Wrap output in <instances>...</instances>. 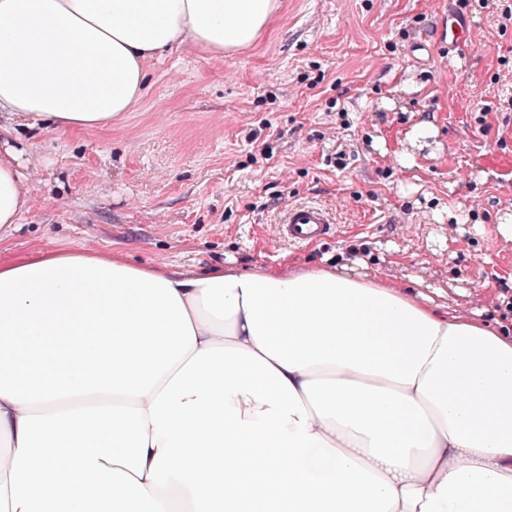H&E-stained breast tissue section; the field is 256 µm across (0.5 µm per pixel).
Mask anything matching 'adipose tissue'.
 Segmentation results:
<instances>
[{"label":"adipose tissue","mask_w":512,"mask_h":512,"mask_svg":"<svg viewBox=\"0 0 512 512\" xmlns=\"http://www.w3.org/2000/svg\"><path fill=\"white\" fill-rule=\"evenodd\" d=\"M280 0H0V116L111 127ZM0 153V227L27 204ZM0 512H512V338L380 280L0 257Z\"/></svg>","instance_id":"ef3b65f1"}]
</instances>
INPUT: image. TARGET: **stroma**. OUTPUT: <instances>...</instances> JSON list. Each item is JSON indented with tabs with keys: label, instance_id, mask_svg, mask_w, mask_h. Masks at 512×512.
<instances>
[{
	"label": "stroma",
	"instance_id": "1",
	"mask_svg": "<svg viewBox=\"0 0 512 512\" xmlns=\"http://www.w3.org/2000/svg\"><path fill=\"white\" fill-rule=\"evenodd\" d=\"M499 0L466 13L449 52L448 0H281L249 49L184 44L150 59L142 99L106 129L18 119L29 199L0 253L86 246L163 273L312 266L404 287L436 313L512 336V30ZM434 46V55L413 49ZM435 134L397 157L419 120ZM490 132H482V125ZM346 169L328 165L337 147ZM314 202L333 238L281 237L285 203Z\"/></svg>",
	"mask_w": 512,
	"mask_h": 512
}]
</instances>
